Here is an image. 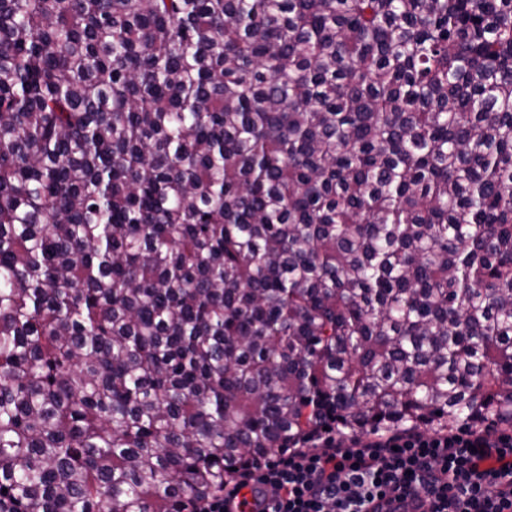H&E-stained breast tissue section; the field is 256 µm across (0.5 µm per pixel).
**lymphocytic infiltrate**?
I'll use <instances>...</instances> for the list:
<instances>
[{
	"label": "lymphocytic infiltrate",
	"mask_w": 512,
	"mask_h": 512,
	"mask_svg": "<svg viewBox=\"0 0 512 512\" xmlns=\"http://www.w3.org/2000/svg\"><path fill=\"white\" fill-rule=\"evenodd\" d=\"M512 512V431L465 428L319 446L241 465L196 512Z\"/></svg>",
	"instance_id": "lymphocytic-infiltrate-1"
}]
</instances>
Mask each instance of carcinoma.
Returning a JSON list of instances; mask_svg holds the SVG:
<instances>
[{
  "mask_svg": "<svg viewBox=\"0 0 512 512\" xmlns=\"http://www.w3.org/2000/svg\"><path fill=\"white\" fill-rule=\"evenodd\" d=\"M326 416L512 426V0H0V512Z\"/></svg>",
  "mask_w": 512,
  "mask_h": 512,
  "instance_id": "carcinoma-1",
  "label": "carcinoma"
}]
</instances>
